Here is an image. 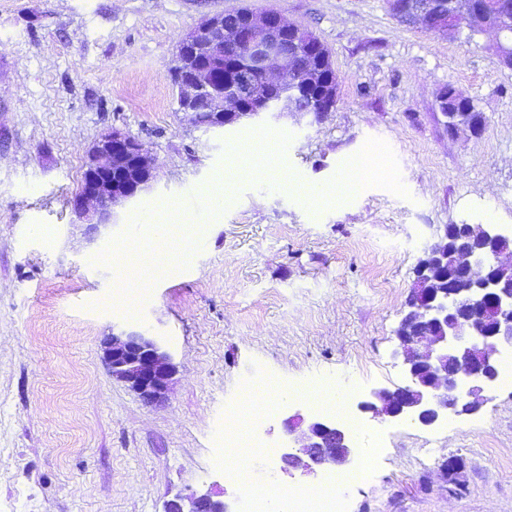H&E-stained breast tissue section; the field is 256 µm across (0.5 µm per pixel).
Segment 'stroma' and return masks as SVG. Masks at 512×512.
<instances>
[{"mask_svg":"<svg viewBox=\"0 0 512 512\" xmlns=\"http://www.w3.org/2000/svg\"><path fill=\"white\" fill-rule=\"evenodd\" d=\"M240 9L279 12L323 42L335 111L209 131L180 111V40ZM497 39L402 24L386 0H0V512H162L176 492L210 488L240 501L213 464L215 432L259 365L280 386L340 373L363 395L402 385L394 336L437 227L512 231V68ZM450 87L484 113L481 135L448 136L437 97ZM112 129L141 141L156 177L91 236L70 201ZM262 140L279 178H240L222 222L198 209L202 249L131 305L113 247L147 231L145 213L203 199ZM369 152L380 168L343 203L312 209L288 189L335 185ZM117 327L148 329L171 354L163 405L112 379L102 342ZM483 397L449 425L363 415L390 435L348 512H512V383Z\"/></svg>","mask_w":512,"mask_h":512,"instance_id":"1","label":"stroma"}]
</instances>
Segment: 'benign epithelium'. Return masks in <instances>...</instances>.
<instances>
[{"instance_id": "1", "label": "benign epithelium", "mask_w": 512, "mask_h": 512, "mask_svg": "<svg viewBox=\"0 0 512 512\" xmlns=\"http://www.w3.org/2000/svg\"><path fill=\"white\" fill-rule=\"evenodd\" d=\"M469 0H448V15H438L436 0H387L400 20L423 19L428 29L452 34L467 15ZM228 14L204 18L181 41L186 52L176 56L180 110L197 113L205 104L216 127L237 125L240 117L256 120L288 111L301 96L299 80L288 79L312 43L304 30L286 23L277 12L260 17L245 14L228 22ZM245 54L265 80L277 72V99L259 97L250 75L226 95L211 85L209 70L196 66L201 55H224V46ZM155 174L153 159L141 143L121 131L100 135L88 154L79 192L71 201L73 214L92 233L114 224L115 207L132 201L151 181L135 184L128 169ZM407 312L397 328L405 383L394 389L372 390L358 404L390 419H411L429 427L450 414L477 412L480 393L498 377L499 348L512 346V235L494 224H448L438 240L423 249L414 271ZM112 378L129 386L147 404L162 403L175 366L162 343L146 330L120 329L103 340ZM290 448L282 454L284 471L314 473L349 462L353 448L345 429L319 415L290 417L284 422ZM163 512H230L209 493H178Z\"/></svg>"}]
</instances>
